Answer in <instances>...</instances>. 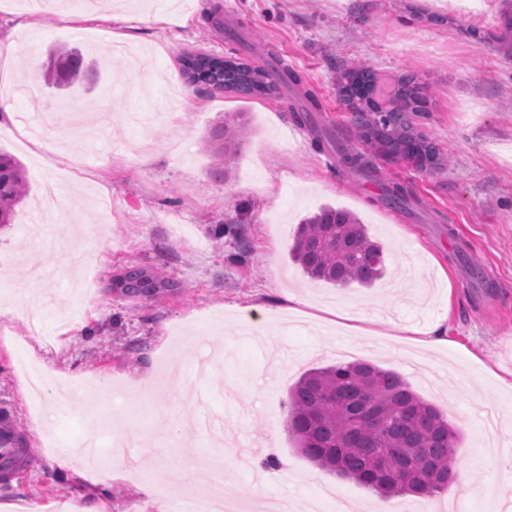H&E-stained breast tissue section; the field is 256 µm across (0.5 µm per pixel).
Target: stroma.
Segmentation results:
<instances>
[{
  "label": "stroma",
  "instance_id": "obj_1",
  "mask_svg": "<svg viewBox=\"0 0 512 512\" xmlns=\"http://www.w3.org/2000/svg\"><path fill=\"white\" fill-rule=\"evenodd\" d=\"M102 0L95 10L56 0L32 13L0 0V150L17 157L28 196L0 228V401L26 450L0 480V512H77L88 486L43 452L42 425L62 447L83 445L86 414L45 396L29 411L28 361L50 378H94L112 388L106 426L120 453L160 476L169 495L147 501L124 477L99 512H160L185 484L205 497L204 466L222 456L223 483L241 512L284 497L309 512L319 486L353 512L375 495L304 457L287 428L288 391L308 369L368 361L403 376L457 428L456 480L427 499L398 496L390 512H512V0ZM67 45L105 65L71 89L87 124H68L41 150L23 88L40 80L47 50ZM206 50L274 69L300 83L243 99L190 84L179 58ZM369 67L379 87L412 74L426 99L420 130L444 156L420 169L379 155L345 167L353 112L340 74ZM247 115L241 153L215 177L203 138L225 113ZM65 186L45 206L42 184ZM400 186L406 209L389 207ZM353 212L386 250L369 288L303 274L291 257L298 224L319 207ZM240 224L215 238L216 225ZM138 265L179 282L158 302L112 289ZM442 342L421 345V330ZM155 416L126 412L142 389ZM274 457L256 480L249 459Z\"/></svg>",
  "mask_w": 512,
  "mask_h": 512
}]
</instances>
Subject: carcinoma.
<instances>
[{
    "label": "carcinoma",
    "instance_id": "1",
    "mask_svg": "<svg viewBox=\"0 0 512 512\" xmlns=\"http://www.w3.org/2000/svg\"><path fill=\"white\" fill-rule=\"evenodd\" d=\"M95 65L77 48L53 47L44 80L50 87L69 90ZM223 78L224 91L246 99L275 95L278 82L286 78L298 81L286 69L275 78L262 65L240 59L224 66ZM340 89L354 105L358 138L368 149L405 158L421 169L443 166L436 146L416 125L423 96L412 78L397 80L391 94L382 97L374 73L357 67L341 75ZM245 133L242 113L234 112L204 137L206 151L220 164L215 176L225 175L222 164L239 154ZM26 194L24 167L0 151V227L13 223L16 206ZM291 255L309 278L337 287H370L386 270L383 246L353 214L330 205L298 225ZM112 288L122 296L153 301L176 291L179 283L131 266L112 278ZM288 431L310 461L381 499L432 498L453 485L458 436L448 416L414 392L399 373L369 362L307 371L288 392Z\"/></svg>",
    "mask_w": 512,
    "mask_h": 512
}]
</instances>
